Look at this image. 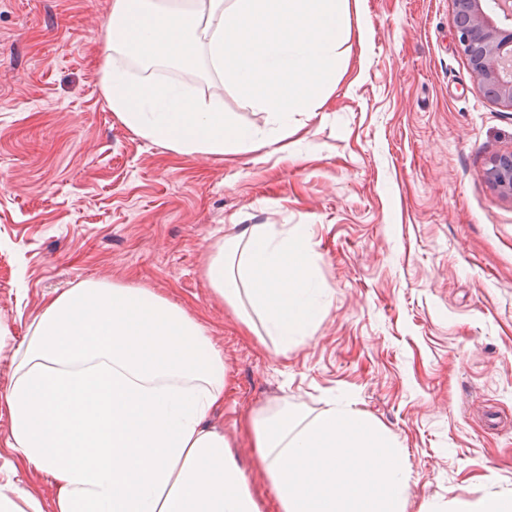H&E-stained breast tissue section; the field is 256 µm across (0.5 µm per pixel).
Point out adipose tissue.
<instances>
[{
  "label": "adipose tissue",
  "instance_id": "obj_1",
  "mask_svg": "<svg viewBox=\"0 0 512 512\" xmlns=\"http://www.w3.org/2000/svg\"><path fill=\"white\" fill-rule=\"evenodd\" d=\"M362 0H112L105 99L139 137L174 153L267 160L296 114L334 81ZM206 66L270 127L231 122L220 103L130 62ZM204 276L248 332L280 350L326 305L312 294L308 225L251 224L224 236ZM0 389L12 469L51 475L53 512H261L223 430L224 351L181 306L145 288L82 281L45 300ZM241 429L277 512H408L409 479L391 434L333 404L283 407Z\"/></svg>",
  "mask_w": 512,
  "mask_h": 512
}]
</instances>
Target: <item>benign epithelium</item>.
Masks as SVG:
<instances>
[{
    "instance_id": "benign-epithelium-1",
    "label": "benign epithelium",
    "mask_w": 512,
    "mask_h": 512,
    "mask_svg": "<svg viewBox=\"0 0 512 512\" xmlns=\"http://www.w3.org/2000/svg\"><path fill=\"white\" fill-rule=\"evenodd\" d=\"M458 45L467 56L477 85L490 96L512 106V0H495L503 18L487 12L482 0H452ZM488 179L504 196L512 198V151L495 156Z\"/></svg>"
}]
</instances>
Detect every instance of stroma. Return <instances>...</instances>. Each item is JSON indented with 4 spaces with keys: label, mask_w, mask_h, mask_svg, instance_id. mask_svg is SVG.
<instances>
[{
    "label": "stroma",
    "mask_w": 512,
    "mask_h": 512,
    "mask_svg": "<svg viewBox=\"0 0 512 512\" xmlns=\"http://www.w3.org/2000/svg\"><path fill=\"white\" fill-rule=\"evenodd\" d=\"M112 0H0V388L48 297L86 280L150 289L224 350L212 422L249 483L269 490L238 432L282 405L352 402L410 472L408 512H473L512 490V199L487 180L512 151V106L487 97L457 44L451 0H365L363 39L316 111L265 162L178 155L127 130L100 88ZM156 75L268 115L205 68ZM307 224L327 314L279 353L246 335L204 277L234 226ZM0 410V486L12 472Z\"/></svg>",
    "instance_id": "stroma-1"
}]
</instances>
